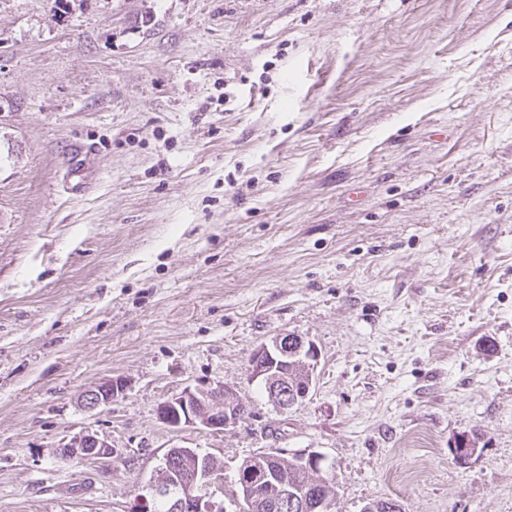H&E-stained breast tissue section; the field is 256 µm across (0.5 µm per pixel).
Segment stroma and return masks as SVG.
Returning a JSON list of instances; mask_svg holds the SVG:
<instances>
[{"label": "stroma", "mask_w": 512, "mask_h": 512, "mask_svg": "<svg viewBox=\"0 0 512 512\" xmlns=\"http://www.w3.org/2000/svg\"><path fill=\"white\" fill-rule=\"evenodd\" d=\"M284 334L320 352L285 412ZM220 383L237 427L158 419ZM86 430L112 459H61ZM174 445L223 512L275 448L335 512H512V0H0V512H130ZM259 353L250 359V373L254 376L251 377L253 381L258 379H264L268 382V379L277 374L273 373L277 365L281 364L288 355L292 353L296 356H303L306 361L308 368L309 382L306 386H303L301 390L288 389V383L282 386H274L269 388L267 384V392L269 401L282 411H288L291 407L296 405L299 400H305L311 393L314 387L313 376L317 369L319 362V351L315 344L311 341L305 340L300 336H277L271 342H265L258 347ZM253 361V362H252ZM278 368L281 371H285L288 374V378L294 376V368L292 365H279ZM268 401V402H269ZM125 389L126 383L122 379L103 382L85 395L84 407L89 411L95 410L102 404L112 402V398L122 395ZM210 461L211 456H205L203 464L201 466L198 465L196 469V460L194 458L176 456L173 458V466L185 486H188L195 472L192 484L194 487L205 489L213 486L216 482L222 484L224 480L222 470L217 465L212 466Z\"/></svg>", "instance_id": "1"}]
</instances>
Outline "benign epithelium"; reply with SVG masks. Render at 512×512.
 <instances>
[{
    "instance_id": "7a95c632",
    "label": "benign epithelium",
    "mask_w": 512,
    "mask_h": 512,
    "mask_svg": "<svg viewBox=\"0 0 512 512\" xmlns=\"http://www.w3.org/2000/svg\"><path fill=\"white\" fill-rule=\"evenodd\" d=\"M258 350L259 353L254 357L250 369L254 381L268 380L275 376L274 369L291 353L304 357L308 374L311 376L308 384L299 391L288 389L286 384L267 389L268 399L273 405L286 411L309 396L314 387L312 376L320 358L315 344L300 336L286 335L263 343ZM125 389L126 383L122 379L103 382L85 395L84 407L92 411L102 404L112 402V398L122 395ZM237 404V390L222 383L208 392L188 389L178 397L163 401L158 407V416L172 428L194 424L221 431L240 424ZM63 456L79 462L99 461L112 457V444L87 430L71 439L64 448ZM223 480L222 470L216 465H211V456L208 455L203 464L197 467L192 484L197 488L205 489ZM236 482L245 494L241 512H252L254 499L252 491L271 484L270 466L264 458L251 456L238 467ZM290 502L298 505L299 510L304 512L308 506V497L303 490L290 493L284 488L273 499V508L283 512ZM188 506L191 507V512H222L221 504L213 500V496L209 494L194 496L189 501L182 498L175 499L171 505V512H184Z\"/></svg>"
}]
</instances>
